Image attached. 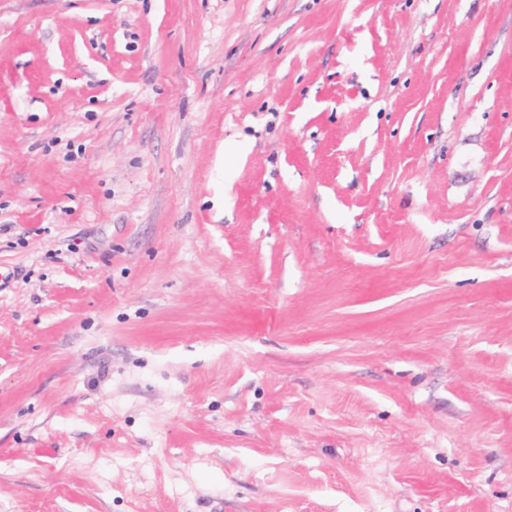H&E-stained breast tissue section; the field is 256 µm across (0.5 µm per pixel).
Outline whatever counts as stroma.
<instances>
[{"label": "stroma", "instance_id": "1", "mask_svg": "<svg viewBox=\"0 0 512 512\" xmlns=\"http://www.w3.org/2000/svg\"><path fill=\"white\" fill-rule=\"evenodd\" d=\"M0 512H512V0H0Z\"/></svg>", "mask_w": 512, "mask_h": 512}]
</instances>
